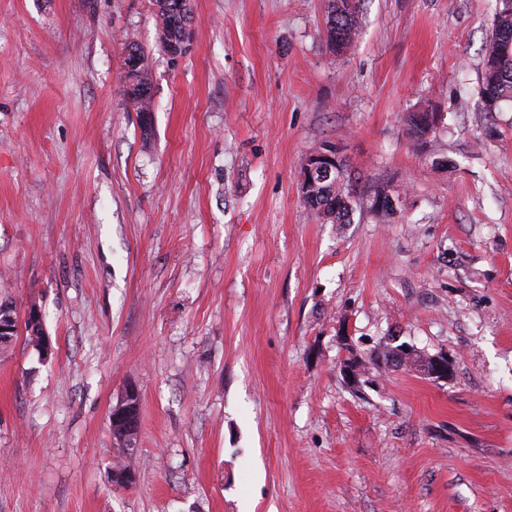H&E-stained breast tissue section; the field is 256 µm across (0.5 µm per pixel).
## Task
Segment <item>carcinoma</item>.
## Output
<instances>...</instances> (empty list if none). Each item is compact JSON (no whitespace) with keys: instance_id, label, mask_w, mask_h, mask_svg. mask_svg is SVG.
I'll return each instance as SVG.
<instances>
[{"instance_id":"carcinoma-1","label":"carcinoma","mask_w":512,"mask_h":512,"mask_svg":"<svg viewBox=\"0 0 512 512\" xmlns=\"http://www.w3.org/2000/svg\"><path fill=\"white\" fill-rule=\"evenodd\" d=\"M360 0L350 3L328 4L326 43L330 52H346L360 33ZM162 39L179 43L182 37L181 18L161 15ZM128 95L140 115L143 140H148L151 121V97L144 95L152 88V78L146 65L125 76ZM512 99V0H496L494 33L486 45L482 74V108L487 112L498 109L504 99ZM430 113L414 112L408 121L407 133L421 146L430 142L434 130L429 123ZM305 207L316 219L330 224H348L356 204L355 194L349 183L343 160L334 164L329 179L316 184L303 197ZM27 344L39 348L45 337L42 319L24 323Z\"/></svg>"}]
</instances>
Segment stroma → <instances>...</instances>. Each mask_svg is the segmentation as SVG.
I'll return each instance as SVG.
<instances>
[{
  "label": "stroma",
  "instance_id": "stroma-1",
  "mask_svg": "<svg viewBox=\"0 0 512 512\" xmlns=\"http://www.w3.org/2000/svg\"><path fill=\"white\" fill-rule=\"evenodd\" d=\"M495 6L363 0L336 55L326 0H192L173 63L151 0H0V300L39 308L52 347H0V512H512V102L481 104ZM422 108L449 166L407 135ZM325 142L395 216L309 214ZM388 336L451 375L369 363ZM131 386L128 456L110 414ZM125 79L128 84V95L133 103L136 112L140 115V130L142 139H149L150 130H152L151 121V99L152 96H145L143 93L147 89L153 90L152 78L146 64L138 67L136 71L130 75L125 74ZM133 84L134 87H131Z\"/></svg>",
  "mask_w": 512,
  "mask_h": 512
}]
</instances>
